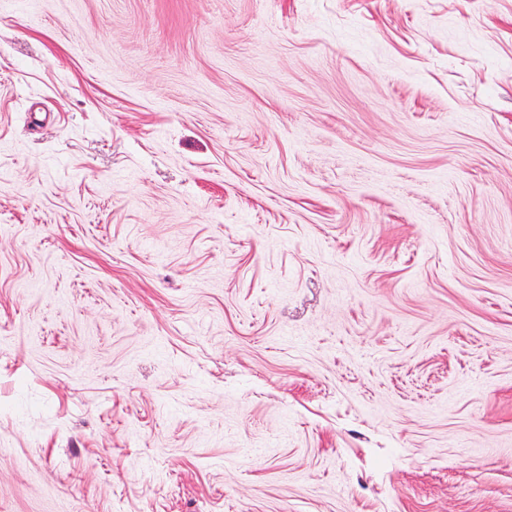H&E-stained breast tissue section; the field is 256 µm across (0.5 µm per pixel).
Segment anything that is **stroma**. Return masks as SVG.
Wrapping results in <instances>:
<instances>
[{"instance_id":"1","label":"stroma","mask_w":512,"mask_h":512,"mask_svg":"<svg viewBox=\"0 0 512 512\" xmlns=\"http://www.w3.org/2000/svg\"><path fill=\"white\" fill-rule=\"evenodd\" d=\"M0 512H512V0H0Z\"/></svg>"}]
</instances>
